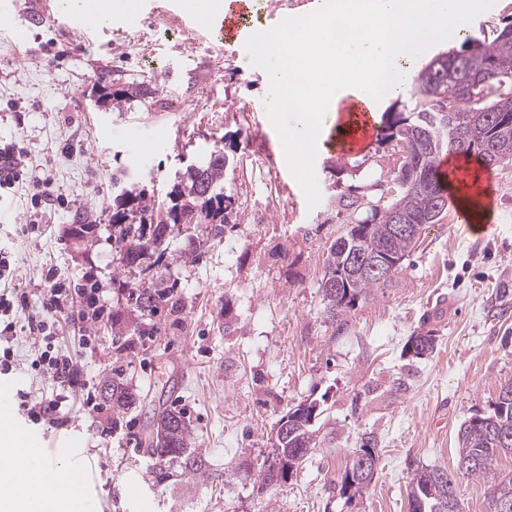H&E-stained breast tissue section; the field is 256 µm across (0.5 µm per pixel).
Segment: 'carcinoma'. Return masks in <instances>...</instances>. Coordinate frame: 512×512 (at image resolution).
Masks as SVG:
<instances>
[{
  "label": "carcinoma",
  "instance_id": "obj_1",
  "mask_svg": "<svg viewBox=\"0 0 512 512\" xmlns=\"http://www.w3.org/2000/svg\"><path fill=\"white\" fill-rule=\"evenodd\" d=\"M100 81L103 97L118 106L141 93L137 86L114 89L106 78ZM381 141L399 160L390 179L336 196V209L346 213L347 227L328 247L319 283L328 317L335 323L370 289L389 281L354 267L351 257L374 254L390 267L402 262L417 240L393 232L396 218L407 224H435L448 209L438 165L442 154L475 155L488 167L512 161V18L494 31L492 40L468 37L433 72L420 71L408 97L396 100L386 113ZM229 165L226 152L216 149L202 172L186 171L166 201L143 189L114 197L111 221L117 260L128 278V303L141 317L133 334L155 336L161 330V317L178 312L176 284L160 275L147 281L145 273L165 264L164 251L158 247L184 224V215H195V225L205 228L207 238H224L233 213V197L224 192ZM434 346V331L427 330L411 337L406 351L418 358L433 352ZM110 391L117 409H127L139 399L115 379ZM316 410L313 403H300L285 414L294 425L289 435L276 438L273 458L280 464L278 471L269 467L258 471L263 483L287 481L306 460L313 449ZM190 433L184 412L165 409L145 439L146 452L161 466L175 461L186 472H205L206 461L188 448ZM361 454L379 459L375 436H365L354 452L342 481L344 494H360L373 480L372 473L357 475ZM507 455L512 456V385L501 389L490 413L471 417L458 432L457 470L488 483L490 512H512V473L495 469L497 459ZM408 499L410 512H461L456 480L440 468L416 472Z\"/></svg>",
  "mask_w": 512,
  "mask_h": 512
}]
</instances>
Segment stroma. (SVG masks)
Returning <instances> with one entry per match:
<instances>
[{"label": "stroma", "mask_w": 512, "mask_h": 512, "mask_svg": "<svg viewBox=\"0 0 512 512\" xmlns=\"http://www.w3.org/2000/svg\"><path fill=\"white\" fill-rule=\"evenodd\" d=\"M311 10V0H254L247 24L269 30ZM506 16L512 0H496L421 53V65ZM79 19L62 0H0V143L24 147L30 175L65 200L34 215L23 194L0 198V247L35 310L48 268L70 280L94 273L106 312L96 321L60 319L56 346L91 393L118 370L141 400L121 412L105 401L97 413L77 392L52 427L30 421L14 397V423L49 448L79 443L87 512H409L416 470L455 473L460 426L491 412L512 383V162L480 171L482 230H467L450 200L398 274L338 326L318 288L344 228L336 196L388 174L393 161L378 134L343 155L319 145L321 200L308 208L267 114V74L217 36L218 14L189 0H136L85 36ZM104 73L151 94L101 104ZM217 148L236 158L225 179L235 197L231 222L219 242L190 224L166 241L162 273L178 287L177 323L142 341L112 247L113 197L134 185L165 196ZM78 213L94 226L81 237L71 232ZM33 220L42 236L18 235ZM428 329L434 352L413 358L410 337ZM12 347L18 365L0 383L51 399L55 384L29 367L33 340L21 331ZM305 402L317 405L311 455L287 481L262 484L258 465L272 452L276 423ZM175 405L190 417L191 447L208 475L173 464L162 481L153 471L143 441L157 413ZM366 433L378 440L379 464L350 501L341 482Z\"/></svg>", "instance_id": "obj_1"}]
</instances>
